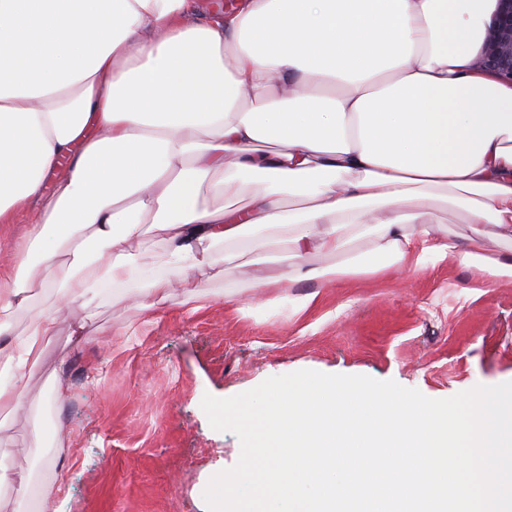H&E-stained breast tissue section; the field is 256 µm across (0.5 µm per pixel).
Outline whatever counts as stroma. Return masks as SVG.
<instances>
[{
  "label": "stroma",
  "instance_id": "obj_1",
  "mask_svg": "<svg viewBox=\"0 0 512 512\" xmlns=\"http://www.w3.org/2000/svg\"><path fill=\"white\" fill-rule=\"evenodd\" d=\"M212 256L222 277L178 289L159 312L138 292L59 311L58 334L28 364L24 409L0 412V512H36L27 477L54 493L52 512H208L210 478L233 467L239 440L214 430L204 395L228 398L298 370L392 380L431 399L512 381V282L493 284L446 259L360 274L293 313L272 294L224 295L246 268ZM83 325L75 343L70 334ZM66 393L45 398L56 378ZM65 468L55 482L44 453Z\"/></svg>",
  "mask_w": 512,
  "mask_h": 512
}]
</instances>
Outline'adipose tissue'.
Masks as SVG:
<instances>
[{
    "mask_svg": "<svg viewBox=\"0 0 512 512\" xmlns=\"http://www.w3.org/2000/svg\"><path fill=\"white\" fill-rule=\"evenodd\" d=\"M496 6L0 0V224L31 217L0 238L18 257L0 264V408H21L20 369L57 335L58 310L140 288L156 311L213 276L218 242L277 228L291 258L255 260L228 298L447 258L512 279L483 234L448 242L423 222L446 205L512 241V84L477 64ZM149 230L166 257L147 271ZM360 238L369 258L346 256ZM311 251L343 260L311 266ZM35 288L58 291L36 312Z\"/></svg>",
    "mask_w": 512,
    "mask_h": 512,
    "instance_id": "adipose-tissue-1",
    "label": "adipose tissue"
}]
</instances>
